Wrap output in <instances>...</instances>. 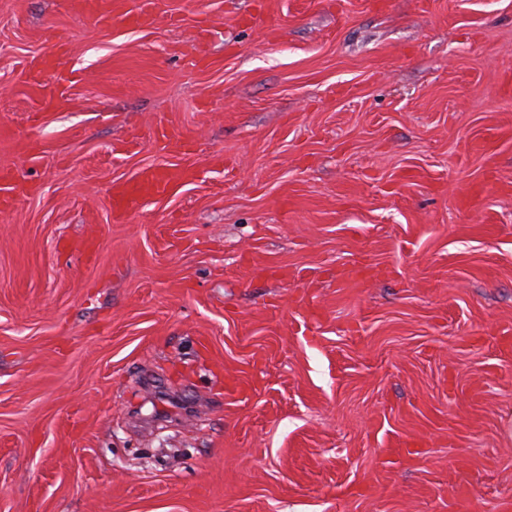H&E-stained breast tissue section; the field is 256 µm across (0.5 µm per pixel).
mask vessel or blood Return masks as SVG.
Masks as SVG:
<instances>
[{
    "mask_svg": "<svg viewBox=\"0 0 512 512\" xmlns=\"http://www.w3.org/2000/svg\"><path fill=\"white\" fill-rule=\"evenodd\" d=\"M69 4L72 10L92 18L95 27L101 30L141 31L151 27L158 18L156 0H137L136 7L132 9L117 6L112 0H69ZM67 52L66 43L56 41L51 49L33 62L28 69L30 93L45 109L63 108L68 101V90L73 76L63 63ZM48 76L55 82V92L51 95L44 92V79ZM195 177L196 172L193 168L179 165L143 168L134 180L112 183L109 190L112 216L114 220H121L138 200L172 194ZM27 194V189L17 184L12 171L0 170L1 210L13 208L17 201Z\"/></svg>",
    "mask_w": 512,
    "mask_h": 512,
    "instance_id": "obj_1",
    "label": "vessel or blood"
}]
</instances>
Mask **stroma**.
Wrapping results in <instances>:
<instances>
[{"mask_svg":"<svg viewBox=\"0 0 512 512\" xmlns=\"http://www.w3.org/2000/svg\"><path fill=\"white\" fill-rule=\"evenodd\" d=\"M158 8L0 0V512H497L512 0ZM161 125L198 177L113 222ZM133 9L113 4L112 0H70L72 10L89 16L101 30H144L158 18L156 0H137ZM68 52L67 44L58 39L52 48L33 62L28 69V86L31 95L36 98L44 109H61L68 102V90L73 81L72 74L64 67L63 59ZM47 75L55 82V92L52 95L44 93ZM28 190L17 184L12 171L0 170V209L6 211L14 207L17 201L27 196Z\"/></svg>","mask_w":512,"mask_h":512,"instance_id":"35a3bbf8","label":"stroma"}]
</instances>
